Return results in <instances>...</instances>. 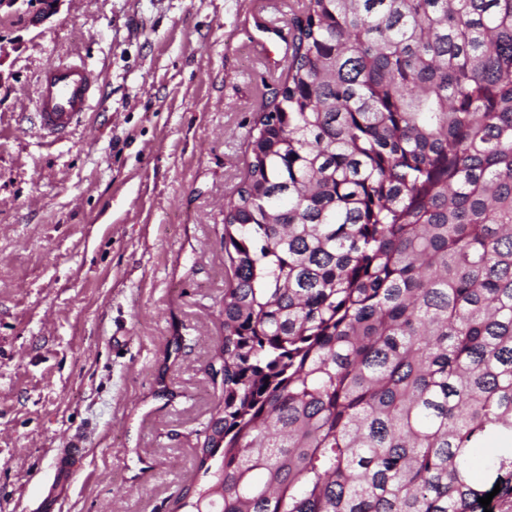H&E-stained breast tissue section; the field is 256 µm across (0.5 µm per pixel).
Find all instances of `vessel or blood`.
I'll return each instance as SVG.
<instances>
[{"label": "vessel or blood", "instance_id": "vessel-or-blood-1", "mask_svg": "<svg viewBox=\"0 0 512 512\" xmlns=\"http://www.w3.org/2000/svg\"><path fill=\"white\" fill-rule=\"evenodd\" d=\"M98 82L84 65L60 59L42 71L34 100L36 125L43 135L60 137L84 118ZM85 454L81 437H73L68 448L54 460L55 478H68Z\"/></svg>", "mask_w": 512, "mask_h": 512}]
</instances>
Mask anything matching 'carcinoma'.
Wrapping results in <instances>:
<instances>
[{"mask_svg":"<svg viewBox=\"0 0 512 512\" xmlns=\"http://www.w3.org/2000/svg\"><path fill=\"white\" fill-rule=\"evenodd\" d=\"M224 204L186 512H512V0H304Z\"/></svg>","mask_w":512,"mask_h":512,"instance_id":"obj_1","label":"carcinoma"}]
</instances>
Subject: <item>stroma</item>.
I'll return each instance as SVG.
<instances>
[{
	"instance_id": "stroma-1",
	"label": "stroma",
	"mask_w": 512,
	"mask_h": 512,
	"mask_svg": "<svg viewBox=\"0 0 512 512\" xmlns=\"http://www.w3.org/2000/svg\"><path fill=\"white\" fill-rule=\"evenodd\" d=\"M303 0H63L0 13V512H180L222 396L224 201ZM99 76L70 135L24 116L70 52ZM83 440L75 436L70 441V448H63L54 460V482L59 478L66 479L74 472V466L85 455Z\"/></svg>"
}]
</instances>
